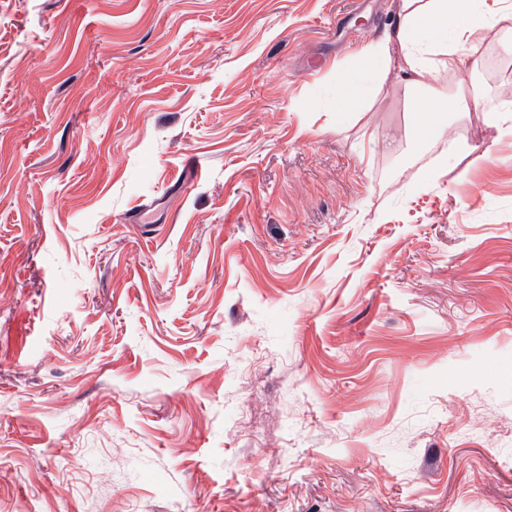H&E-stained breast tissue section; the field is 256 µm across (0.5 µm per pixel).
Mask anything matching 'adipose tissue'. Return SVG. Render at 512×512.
<instances>
[{"instance_id":"adipose-tissue-1","label":"adipose tissue","mask_w":512,"mask_h":512,"mask_svg":"<svg viewBox=\"0 0 512 512\" xmlns=\"http://www.w3.org/2000/svg\"><path fill=\"white\" fill-rule=\"evenodd\" d=\"M512 22V0H399L395 27L383 38L360 45L357 56L374 66L375 90H382L389 73H396L412 104L435 103L440 111L481 113L499 124L501 115L483 108L479 88L449 92L437 80L440 70L466 74L480 33L497 32Z\"/></svg>"}]
</instances>
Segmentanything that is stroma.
Wrapping results in <instances>:
<instances>
[{
  "label": "stroma",
  "instance_id": "1",
  "mask_svg": "<svg viewBox=\"0 0 512 512\" xmlns=\"http://www.w3.org/2000/svg\"><path fill=\"white\" fill-rule=\"evenodd\" d=\"M395 6L0 0V512H512V127ZM511 21L510 0H400L395 27L387 29L381 40L358 46L355 54L374 65L377 94L396 62L398 81L414 112L419 102L437 103L440 112H482L486 123L498 125L501 112H512L511 102L507 111L489 112L483 107L479 88L449 93L436 74L446 68L466 74L480 33L500 31ZM392 49L398 53V61ZM418 90L421 95L416 94Z\"/></svg>",
  "mask_w": 512,
  "mask_h": 512
}]
</instances>
